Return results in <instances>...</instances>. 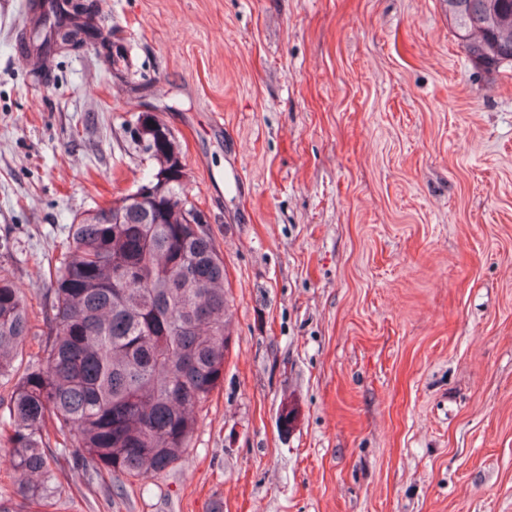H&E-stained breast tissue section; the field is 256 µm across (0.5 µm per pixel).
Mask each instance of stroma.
<instances>
[{"instance_id": "1", "label": "stroma", "mask_w": 512, "mask_h": 512, "mask_svg": "<svg viewBox=\"0 0 512 512\" xmlns=\"http://www.w3.org/2000/svg\"><path fill=\"white\" fill-rule=\"evenodd\" d=\"M0 0V272L38 351L37 275L135 190L162 110L224 258V380L185 462L82 476L10 512H512V67L477 72L441 0H97L125 39L36 83Z\"/></svg>"}]
</instances>
